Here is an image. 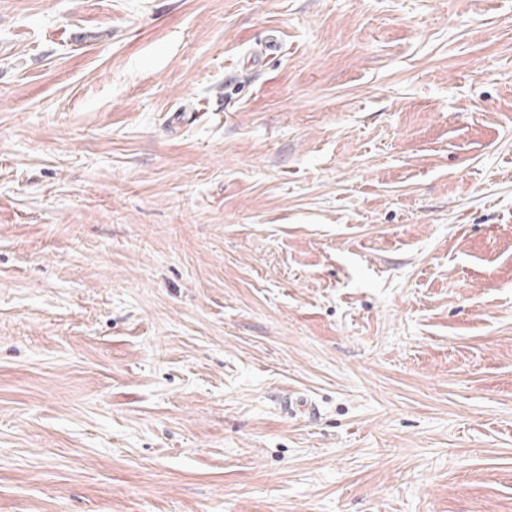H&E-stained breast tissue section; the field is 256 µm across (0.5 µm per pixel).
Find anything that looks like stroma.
<instances>
[{
    "mask_svg": "<svg viewBox=\"0 0 512 512\" xmlns=\"http://www.w3.org/2000/svg\"><path fill=\"white\" fill-rule=\"evenodd\" d=\"M0 512H512V0H0Z\"/></svg>",
    "mask_w": 512,
    "mask_h": 512,
    "instance_id": "obj_1",
    "label": "stroma"
}]
</instances>
